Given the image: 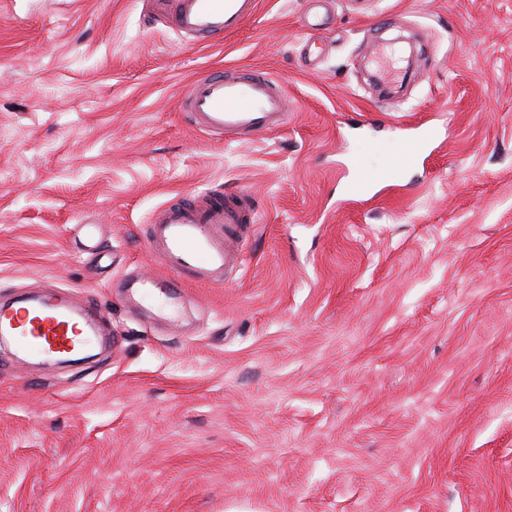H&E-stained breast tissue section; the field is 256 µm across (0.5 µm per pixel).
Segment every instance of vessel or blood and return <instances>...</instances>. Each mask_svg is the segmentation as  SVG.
I'll use <instances>...</instances> for the list:
<instances>
[{"instance_id": "obj_1", "label": "vessel or blood", "mask_w": 512, "mask_h": 512, "mask_svg": "<svg viewBox=\"0 0 512 512\" xmlns=\"http://www.w3.org/2000/svg\"><path fill=\"white\" fill-rule=\"evenodd\" d=\"M145 19L162 21L194 42L217 44L250 17L257 0H142ZM191 123L208 133L252 141L283 127L288 100L264 72L235 71L203 75L189 86L182 102ZM253 205L235 191L189 201L159 211L150 223L146 246L160 260L161 274L133 275L127 287L138 294L165 288L180 295L186 282L221 285L239 261L238 229ZM98 313L74 314L64 295L50 292L0 306V335L9 338L20 358L74 355L98 335Z\"/></svg>"}]
</instances>
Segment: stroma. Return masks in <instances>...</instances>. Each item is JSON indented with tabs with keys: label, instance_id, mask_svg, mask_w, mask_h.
Returning a JSON list of instances; mask_svg holds the SVG:
<instances>
[{
	"label": "stroma",
	"instance_id": "35a3bbf8",
	"mask_svg": "<svg viewBox=\"0 0 512 512\" xmlns=\"http://www.w3.org/2000/svg\"><path fill=\"white\" fill-rule=\"evenodd\" d=\"M258 0L223 42L140 0H0V300L112 337L0 347V512H512V0ZM277 79L252 142L180 110ZM252 194L242 263L166 320L152 214ZM182 107L201 130L253 141L284 126L288 100L267 73L244 70L199 76L189 86ZM98 312L75 315L62 294L48 291L0 307V335L9 338L17 356L43 358L74 355L98 336Z\"/></svg>",
	"mask_w": 512,
	"mask_h": 512
}]
</instances>
